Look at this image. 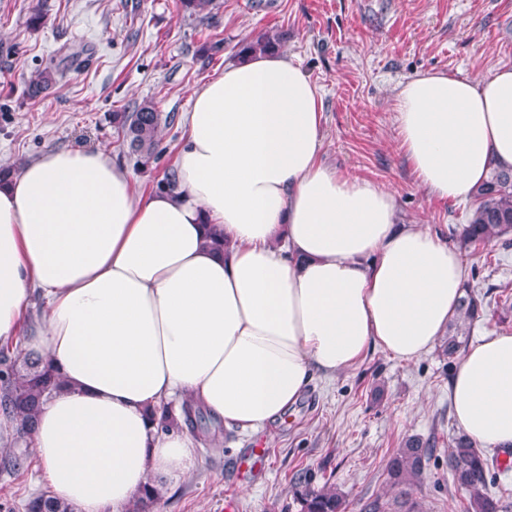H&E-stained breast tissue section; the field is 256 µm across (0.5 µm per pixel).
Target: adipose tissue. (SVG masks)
Masks as SVG:
<instances>
[{
  "label": "adipose tissue",
  "instance_id": "ef3b65f1",
  "mask_svg": "<svg viewBox=\"0 0 512 512\" xmlns=\"http://www.w3.org/2000/svg\"><path fill=\"white\" fill-rule=\"evenodd\" d=\"M192 99L175 190L140 191L102 149H50L0 181V343L41 299L23 349L62 387L27 445L73 512H132L196 473L202 443L162 430L164 407L260 431L369 348L429 352L462 296L457 248L401 223L388 189L320 162L322 95L291 57L247 56ZM396 112L432 196L512 168V68L420 73ZM448 396L475 445L512 446V334L467 348Z\"/></svg>",
  "mask_w": 512,
  "mask_h": 512
}]
</instances>
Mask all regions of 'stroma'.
<instances>
[{
  "label": "stroma",
  "mask_w": 512,
  "mask_h": 512,
  "mask_svg": "<svg viewBox=\"0 0 512 512\" xmlns=\"http://www.w3.org/2000/svg\"><path fill=\"white\" fill-rule=\"evenodd\" d=\"M40 9L44 22L28 18ZM264 33L323 90L321 159L339 173L390 190L400 219L458 246L465 279L479 293L512 294V247L461 245L471 200L421 189L400 146L394 94L418 73L472 80L512 67V0H214L197 15L179 0H0V164L17 166L49 149H106L137 187L156 190L186 138L195 89L240 62ZM64 63L59 85L27 92L45 67ZM151 99L174 116L161 152L142 165L112 122ZM455 360L432 350L413 362L371 349L352 369L315 375L284 420L260 432L198 425L219 445L195 475L169 485L157 512H299L292 478L336 488L348 512L380 499L408 512L387 480L391 453L410 436L435 450L409 489L421 512H465L448 480V448L459 431L448 384Z\"/></svg>",
  "instance_id": "obj_1"
}]
</instances>
